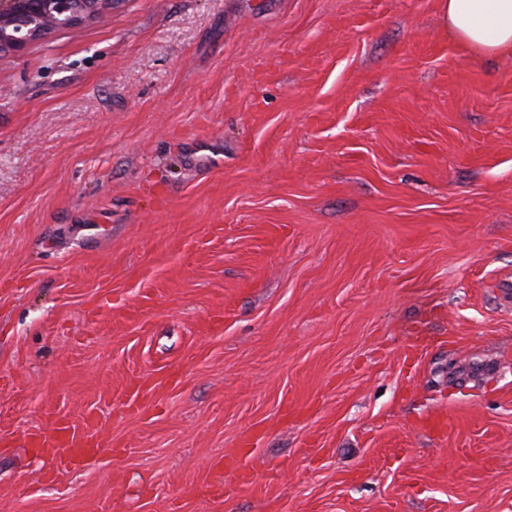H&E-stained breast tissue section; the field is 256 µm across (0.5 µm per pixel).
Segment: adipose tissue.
<instances>
[{
    "label": "adipose tissue",
    "instance_id": "1",
    "mask_svg": "<svg viewBox=\"0 0 512 512\" xmlns=\"http://www.w3.org/2000/svg\"><path fill=\"white\" fill-rule=\"evenodd\" d=\"M443 25L464 50L512 55V0H441Z\"/></svg>",
    "mask_w": 512,
    "mask_h": 512
}]
</instances>
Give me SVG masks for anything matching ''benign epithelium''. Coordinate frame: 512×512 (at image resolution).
Masks as SVG:
<instances>
[{
	"label": "benign epithelium",
	"mask_w": 512,
	"mask_h": 512,
	"mask_svg": "<svg viewBox=\"0 0 512 512\" xmlns=\"http://www.w3.org/2000/svg\"><path fill=\"white\" fill-rule=\"evenodd\" d=\"M118 0H0V52H20L50 33L95 20Z\"/></svg>",
	"instance_id": "obj_1"
}]
</instances>
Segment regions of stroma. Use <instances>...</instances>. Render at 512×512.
Wrapping results in <instances>:
<instances>
[{
	"label": "stroma",
	"mask_w": 512,
	"mask_h": 512,
	"mask_svg": "<svg viewBox=\"0 0 512 512\" xmlns=\"http://www.w3.org/2000/svg\"><path fill=\"white\" fill-rule=\"evenodd\" d=\"M508 389L512 55L440 0H118L0 53V512H512ZM60 421L117 462L29 444Z\"/></svg>",
	"instance_id": "stroma-1"
}]
</instances>
